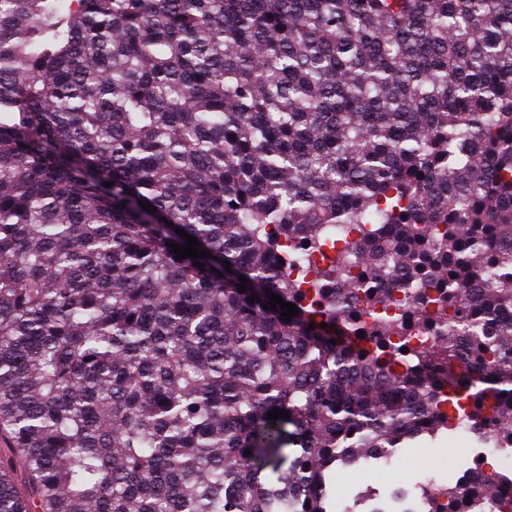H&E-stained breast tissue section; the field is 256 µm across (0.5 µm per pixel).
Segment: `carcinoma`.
<instances>
[{"mask_svg": "<svg viewBox=\"0 0 512 512\" xmlns=\"http://www.w3.org/2000/svg\"><path fill=\"white\" fill-rule=\"evenodd\" d=\"M452 418L512 445V0H0V512H339Z\"/></svg>", "mask_w": 512, "mask_h": 512, "instance_id": "obj_1", "label": "carcinoma"}]
</instances>
